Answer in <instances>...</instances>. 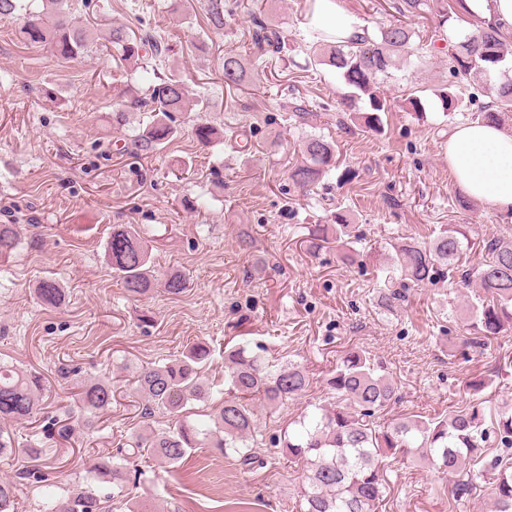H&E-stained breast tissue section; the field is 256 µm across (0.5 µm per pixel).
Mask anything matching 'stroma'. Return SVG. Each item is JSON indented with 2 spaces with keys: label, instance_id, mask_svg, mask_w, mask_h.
<instances>
[{
  "label": "stroma",
  "instance_id": "stroma-1",
  "mask_svg": "<svg viewBox=\"0 0 512 512\" xmlns=\"http://www.w3.org/2000/svg\"><path fill=\"white\" fill-rule=\"evenodd\" d=\"M221 31L206 23L204 0H89L82 23L155 28L169 52L165 65L182 72L194 96L209 99V120L224 141L201 148L191 128L195 113L177 114L178 137L159 152L131 157L125 148L147 124L144 112L114 124L113 90L146 89L148 76L121 65L110 52L63 60L17 38L19 24L0 21V224L20 227L16 253L0 261V360L38 373L44 396L37 415L8 424L15 448L0 457V479L19 487L17 512H41L48 493L64 494L86 481L85 463L116 451L138 435L173 426L164 411L145 416L147 402L133 374L161 365L194 344L210 345L205 372L224 386V349L248 345L266 363L294 362L309 376L306 391L257 410V443L266 464L249 470L236 459L199 448L182 465L162 468L141 456V472L112 512L138 501L160 512H300L304 466L281 453L299 420L333 401L326 385L344 351L356 348L383 364L398 400L386 418H434L480 405L484 439L466 460V494L412 454L393 460L377 512H493L496 462L512 463L497 427L512 414V324L483 348L463 347L467 317L481 293L477 283L409 285L395 311L379 307L384 268L395 243L429 242L448 224L464 227L459 270L482 258L483 239L512 229V213L480 202L455 186L445 146L458 125L476 121L487 101L483 83L464 89L462 107L446 111L435 92L453 86L446 57H411L379 82L390 106L383 133L337 126L345 87L327 66L309 67V0H225ZM278 29L290 47L266 53V77L233 92L224 88L222 57L233 49L255 61L254 18ZM420 98L422 111L410 100ZM305 101L306 118L293 102ZM247 135L252 152L235 153L229 135ZM310 135L333 137L340 165L309 193L293 184L299 145ZM221 169L224 191L211 172ZM352 172L342 180V172ZM200 204L184 212L182 199ZM343 215L357 238L360 261L348 264L335 245L313 251L309 228ZM130 224L151 247L159 279L132 297L105 257L113 225ZM179 271L189 286L169 294L163 281ZM59 282L65 302L42 304L36 284ZM111 379L116 400L97 414L76 408L75 382ZM485 379L472 393L468 384ZM56 459L52 487L37 482L33 449Z\"/></svg>",
  "mask_w": 512,
  "mask_h": 512
}]
</instances>
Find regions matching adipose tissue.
Listing matches in <instances>:
<instances>
[{
  "instance_id": "ef3b65f1",
  "label": "adipose tissue",
  "mask_w": 512,
  "mask_h": 512,
  "mask_svg": "<svg viewBox=\"0 0 512 512\" xmlns=\"http://www.w3.org/2000/svg\"><path fill=\"white\" fill-rule=\"evenodd\" d=\"M310 26L335 43L347 41L361 29L340 0H314ZM446 155L455 182L469 196L512 208V135L491 124H465L449 135Z\"/></svg>"
}]
</instances>
